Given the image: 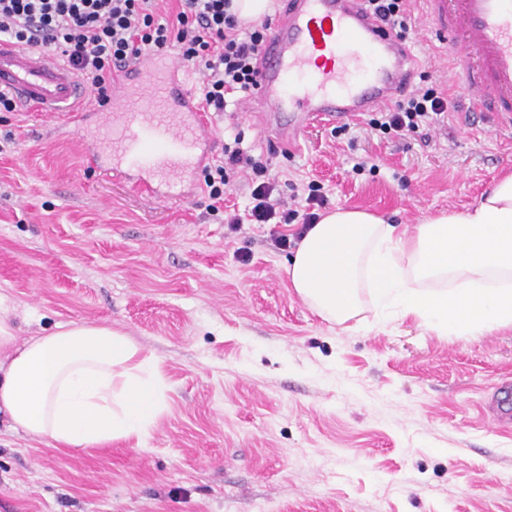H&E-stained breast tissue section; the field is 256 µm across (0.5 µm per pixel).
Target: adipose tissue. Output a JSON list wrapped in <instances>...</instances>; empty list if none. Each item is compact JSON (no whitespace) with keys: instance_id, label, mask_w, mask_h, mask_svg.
I'll return each instance as SVG.
<instances>
[{"instance_id":"obj_1","label":"adipose tissue","mask_w":512,"mask_h":512,"mask_svg":"<svg viewBox=\"0 0 512 512\" xmlns=\"http://www.w3.org/2000/svg\"><path fill=\"white\" fill-rule=\"evenodd\" d=\"M287 273L296 294L339 325L369 305L444 336L512 327V174L475 207L410 228L336 209L303 234ZM0 350V411L55 447L144 435L164 409L157 361L111 327L73 323L20 345L0 319Z\"/></svg>"}]
</instances>
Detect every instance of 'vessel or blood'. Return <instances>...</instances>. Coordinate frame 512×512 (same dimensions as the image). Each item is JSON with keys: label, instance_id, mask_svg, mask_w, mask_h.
Wrapping results in <instances>:
<instances>
[{"label": "vessel or blood", "instance_id": "vessel-or-blood-1", "mask_svg": "<svg viewBox=\"0 0 512 512\" xmlns=\"http://www.w3.org/2000/svg\"><path fill=\"white\" fill-rule=\"evenodd\" d=\"M424 19L451 36L448 77L474 106L512 128V0H422ZM365 0H288L258 56L248 106L284 147L316 122L376 111L408 92L424 64L405 39L380 26ZM0 93L32 117L80 134L86 164L106 163L151 198H167L210 163L213 128L183 66L156 53L115 72L101 145L84 121L78 78L52 56L0 40Z\"/></svg>", "mask_w": 512, "mask_h": 512}]
</instances>
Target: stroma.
I'll return each mask as SVG.
<instances>
[{
  "label": "stroma",
  "mask_w": 512,
  "mask_h": 512,
  "mask_svg": "<svg viewBox=\"0 0 512 512\" xmlns=\"http://www.w3.org/2000/svg\"><path fill=\"white\" fill-rule=\"evenodd\" d=\"M407 23L426 59L416 86L448 97L427 135L364 115L314 124L290 152L257 119L214 112L215 150L242 133L287 202L313 182L330 208L409 227L475 206L512 173V130L449 80L421 0ZM229 180L219 211L202 191L147 198L88 168L80 136L0 112V317L20 344L72 323L121 330L169 384L147 434L104 448L53 447L0 413V512H512V409L497 389L512 386V328L322 320L270 225L228 231L225 210L250 204Z\"/></svg>",
  "instance_id": "35a3bbf8"
}]
</instances>
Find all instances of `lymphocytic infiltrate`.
Wrapping results in <instances>:
<instances>
[{"instance_id": "f902f5d3", "label": "lymphocytic infiltrate", "mask_w": 512, "mask_h": 512, "mask_svg": "<svg viewBox=\"0 0 512 512\" xmlns=\"http://www.w3.org/2000/svg\"><path fill=\"white\" fill-rule=\"evenodd\" d=\"M231 0H181L173 21L159 22L154 0H0V37L25 49L50 53L66 64L100 105L112 96V73L143 57L177 49L200 76L197 96L204 107L222 112L227 95L248 92L258 76L259 50L268 21L244 26L230 13ZM448 100L433 88L411 92L381 111L374 125L383 133H419L444 118ZM241 136L225 144L224 156L204 172L210 199L221 202L231 172H242L250 189L247 215L231 212L224 222L240 230L243 222L288 225L319 219L328 199L308 184L306 213L282 209L268 178V159L252 155Z\"/></svg>"}]
</instances>
